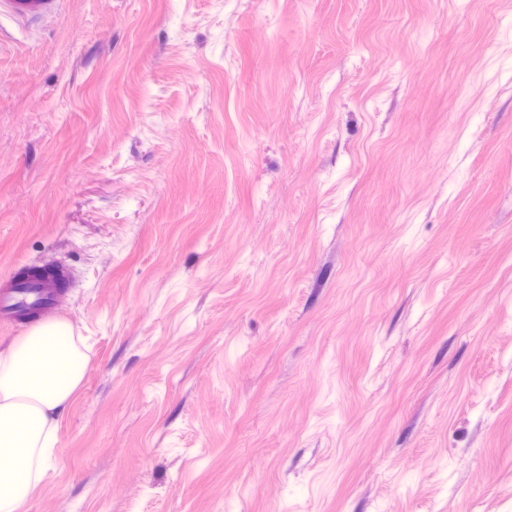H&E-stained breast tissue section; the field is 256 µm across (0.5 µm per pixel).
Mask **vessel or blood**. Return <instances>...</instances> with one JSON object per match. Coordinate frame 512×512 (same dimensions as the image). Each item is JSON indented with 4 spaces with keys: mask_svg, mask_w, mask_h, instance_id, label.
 Segmentation results:
<instances>
[{
    "mask_svg": "<svg viewBox=\"0 0 512 512\" xmlns=\"http://www.w3.org/2000/svg\"><path fill=\"white\" fill-rule=\"evenodd\" d=\"M57 0H0V13L8 12L20 21H31L54 9ZM68 279L66 268L48 270L39 278L20 279L9 275L0 279V322L39 320L58 306L61 283Z\"/></svg>",
    "mask_w": 512,
    "mask_h": 512,
    "instance_id": "b4317fda",
    "label": "vessel or blood"
}]
</instances>
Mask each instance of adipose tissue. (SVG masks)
Returning a JSON list of instances; mask_svg holds the SVG:
<instances>
[{
    "instance_id": "ef3b65f1",
    "label": "adipose tissue",
    "mask_w": 512,
    "mask_h": 512,
    "mask_svg": "<svg viewBox=\"0 0 512 512\" xmlns=\"http://www.w3.org/2000/svg\"><path fill=\"white\" fill-rule=\"evenodd\" d=\"M87 365L72 324L64 320L38 325L0 350V512H24Z\"/></svg>"
}]
</instances>
